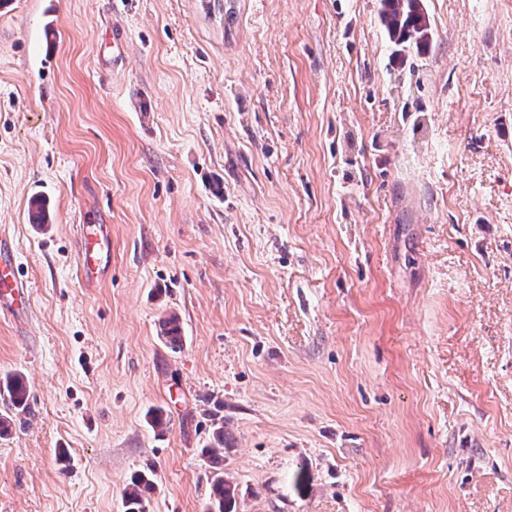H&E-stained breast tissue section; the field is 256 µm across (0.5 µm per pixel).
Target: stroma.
<instances>
[{
    "label": "stroma",
    "mask_w": 512,
    "mask_h": 512,
    "mask_svg": "<svg viewBox=\"0 0 512 512\" xmlns=\"http://www.w3.org/2000/svg\"><path fill=\"white\" fill-rule=\"evenodd\" d=\"M423 4L0 7V512H207L219 423L236 512H512V0ZM382 21L391 43L400 51H426L431 37H420V29L428 28V16L420 0H382ZM101 242L96 233H81L79 257L80 266L86 274L95 273L101 260ZM15 260L10 252L3 249L0 239V313L4 316V305L22 310L28 302L27 288H24L14 270ZM0 397L9 408L23 410L27 401V388L23 379L18 375L1 378ZM152 489L153 482L151 475L141 473L135 476L132 479L131 484H129L125 494V500L128 506L127 511L143 512L142 506L144 498Z\"/></svg>",
    "instance_id": "stroma-1"
}]
</instances>
